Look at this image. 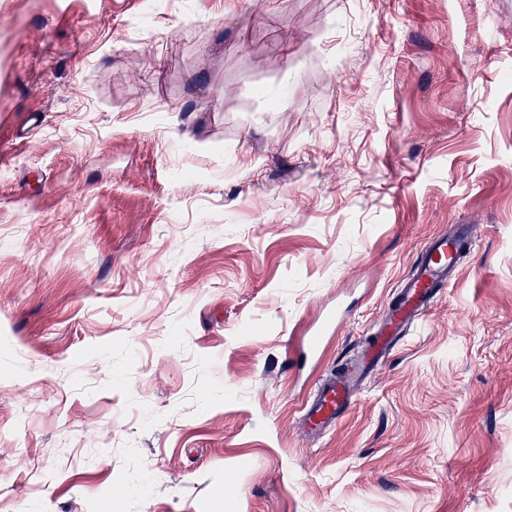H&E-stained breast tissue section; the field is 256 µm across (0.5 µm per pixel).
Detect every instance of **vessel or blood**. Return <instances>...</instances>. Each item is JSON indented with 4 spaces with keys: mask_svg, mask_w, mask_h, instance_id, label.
<instances>
[{
    "mask_svg": "<svg viewBox=\"0 0 512 512\" xmlns=\"http://www.w3.org/2000/svg\"><path fill=\"white\" fill-rule=\"evenodd\" d=\"M473 245L471 231L465 230L441 236L423 248L415 270L403 280L395 304L389 308L375 342L365 349L360 362L323 379L307 402L299 420L304 434H318L335 425L354 401L366 370L423 316L437 289L452 281L460 253L471 250Z\"/></svg>",
    "mask_w": 512,
    "mask_h": 512,
    "instance_id": "b4317fda",
    "label": "vessel or blood"
}]
</instances>
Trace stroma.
<instances>
[{
    "instance_id": "35a3bbf8",
    "label": "stroma",
    "mask_w": 512,
    "mask_h": 512,
    "mask_svg": "<svg viewBox=\"0 0 512 512\" xmlns=\"http://www.w3.org/2000/svg\"><path fill=\"white\" fill-rule=\"evenodd\" d=\"M58 4L0 0V512H512V0ZM473 245L472 231L465 230L443 235L423 248L415 270L403 280L395 305L389 308L375 342L364 350L361 361L337 376L323 379L307 402L299 420L304 434H318L336 425L342 412L354 401L366 370L423 316L436 289L452 281L458 269L459 254L471 250Z\"/></svg>"
}]
</instances>
